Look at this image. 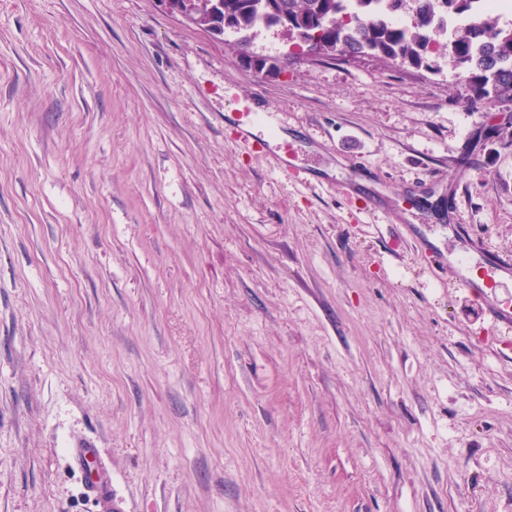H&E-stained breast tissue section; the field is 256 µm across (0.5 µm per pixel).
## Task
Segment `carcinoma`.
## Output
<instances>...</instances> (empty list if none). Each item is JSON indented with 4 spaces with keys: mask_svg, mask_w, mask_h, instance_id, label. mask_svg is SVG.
<instances>
[{
    "mask_svg": "<svg viewBox=\"0 0 512 512\" xmlns=\"http://www.w3.org/2000/svg\"><path fill=\"white\" fill-rule=\"evenodd\" d=\"M214 22L229 27L247 47L254 30L272 27L280 17L269 12L267 0H220ZM399 0H279L282 13L304 19V36L315 33L313 21L334 19L324 34L330 44L369 52L420 68L430 58H445L455 51L463 62L465 80L487 100L512 101V23L500 24L489 10L474 12L473 0H411L420 19L400 24ZM444 14L467 23L448 33Z\"/></svg>",
    "mask_w": 512,
    "mask_h": 512,
    "instance_id": "cac0c4a2",
    "label": "carcinoma"
}]
</instances>
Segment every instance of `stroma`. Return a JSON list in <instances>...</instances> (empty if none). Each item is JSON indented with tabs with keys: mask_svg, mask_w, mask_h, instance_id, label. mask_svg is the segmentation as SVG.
Masks as SVG:
<instances>
[{
	"mask_svg": "<svg viewBox=\"0 0 512 512\" xmlns=\"http://www.w3.org/2000/svg\"><path fill=\"white\" fill-rule=\"evenodd\" d=\"M439 66L259 72L158 0H0V512H512V275L427 258H512V102Z\"/></svg>",
	"mask_w": 512,
	"mask_h": 512,
	"instance_id": "stroma-1",
	"label": "stroma"
}]
</instances>
